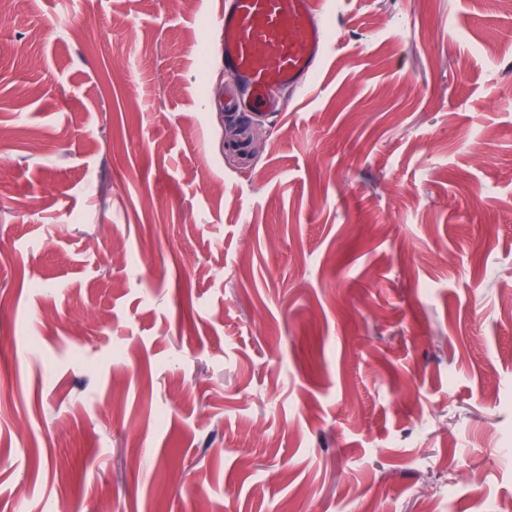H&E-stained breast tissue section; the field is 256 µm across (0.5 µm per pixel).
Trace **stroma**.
<instances>
[{
  "label": "stroma",
  "instance_id": "1",
  "mask_svg": "<svg viewBox=\"0 0 512 512\" xmlns=\"http://www.w3.org/2000/svg\"><path fill=\"white\" fill-rule=\"evenodd\" d=\"M225 0H0V512L512 501V6L329 0L232 124Z\"/></svg>",
  "mask_w": 512,
  "mask_h": 512
}]
</instances>
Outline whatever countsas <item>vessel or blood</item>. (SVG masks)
I'll return each mask as SVG.
<instances>
[{
  "label": "vessel or blood",
  "mask_w": 512,
  "mask_h": 512,
  "mask_svg": "<svg viewBox=\"0 0 512 512\" xmlns=\"http://www.w3.org/2000/svg\"><path fill=\"white\" fill-rule=\"evenodd\" d=\"M320 0H229L217 39L219 60L241 82L228 101L239 114L274 112L273 91L307 84L328 40Z\"/></svg>",
  "instance_id": "b4317fda"
}]
</instances>
